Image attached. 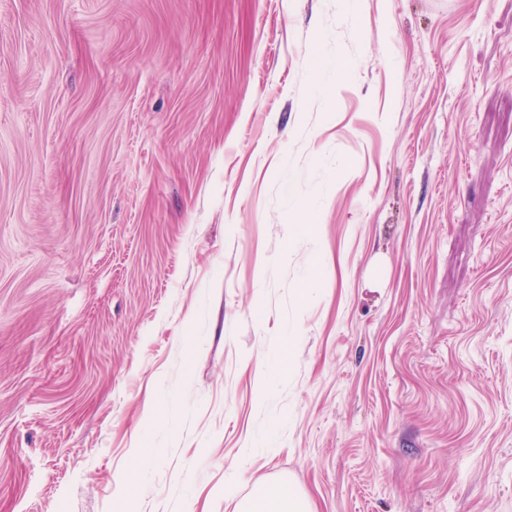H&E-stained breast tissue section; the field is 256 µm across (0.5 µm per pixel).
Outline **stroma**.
I'll return each instance as SVG.
<instances>
[{
    "mask_svg": "<svg viewBox=\"0 0 512 512\" xmlns=\"http://www.w3.org/2000/svg\"><path fill=\"white\" fill-rule=\"evenodd\" d=\"M143 443L133 512H512V0H0V512ZM242 512H312L304 498L286 482L259 489L241 505Z\"/></svg>",
    "mask_w": 512,
    "mask_h": 512,
    "instance_id": "obj_1",
    "label": "stroma"
}]
</instances>
